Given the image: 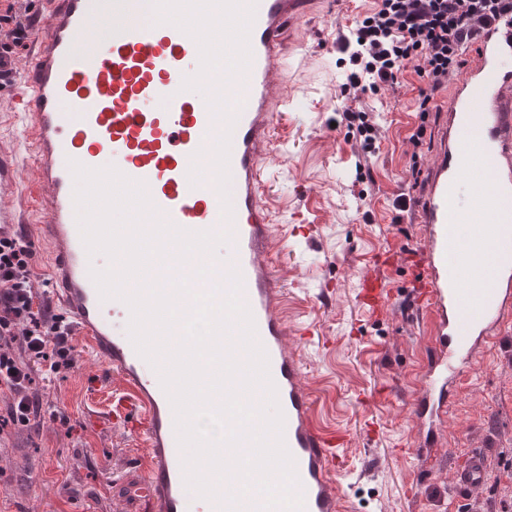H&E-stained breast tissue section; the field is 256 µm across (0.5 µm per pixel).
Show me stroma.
<instances>
[{"label": "stroma", "mask_w": 512, "mask_h": 512, "mask_svg": "<svg viewBox=\"0 0 512 512\" xmlns=\"http://www.w3.org/2000/svg\"><path fill=\"white\" fill-rule=\"evenodd\" d=\"M370 0H321L308 16L311 37L289 30L291 58L282 82L292 100L271 136L262 189L273 244L268 255L285 297L287 341L325 427L348 431L337 482L346 512H512V335L490 341L479 366L462 373L448 418V444L435 464L408 453L414 378L427 353V327L409 268L418 224H399L394 200L414 183L409 138L425 125L421 170H428L443 117L417 112V82L404 73L398 92L366 94L383 128L364 169L360 143L337 121L352 71L336 44ZM309 224L311 237L292 227ZM390 251L393 289L382 316L361 309V274ZM313 328L304 339L299 329ZM73 365L40 381L35 424L0 435V512H142L137 440L100 418L111 367L71 353ZM486 459L484 484L460 491L453 473L473 449Z\"/></svg>", "instance_id": "obj_1"}]
</instances>
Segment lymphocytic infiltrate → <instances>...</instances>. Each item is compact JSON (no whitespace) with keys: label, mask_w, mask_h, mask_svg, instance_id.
Masks as SVG:
<instances>
[{"label":"lymphocytic infiltrate","mask_w":512,"mask_h":512,"mask_svg":"<svg viewBox=\"0 0 512 512\" xmlns=\"http://www.w3.org/2000/svg\"><path fill=\"white\" fill-rule=\"evenodd\" d=\"M512 12V0H373L355 29L341 34L338 47L355 71L343 89L350 104L342 122L370 149L381 128L361 106L363 94L379 85L399 88L398 76H417L418 109L428 112L450 76L463 64V45L498 13ZM35 20L17 0H0V51L23 46ZM32 246L20 238H0V389L10 403L0 416V432L27 425L40 413L32 390L34 372L42 376L70 366L71 347L57 317L49 316L33 287Z\"/></svg>","instance_id":"1"}]
</instances>
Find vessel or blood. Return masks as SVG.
<instances>
[{
	"instance_id": "obj_1",
	"label": "vessel or blood",
	"mask_w": 512,
	"mask_h": 512,
	"mask_svg": "<svg viewBox=\"0 0 512 512\" xmlns=\"http://www.w3.org/2000/svg\"><path fill=\"white\" fill-rule=\"evenodd\" d=\"M100 0H42V33L17 95L22 137L35 177L21 187L17 149L0 146V238L21 234L42 190L51 197L38 227L51 246L48 297L84 351L118 372L104 410L143 445L138 457L149 512H187L184 453L156 369L113 317L130 319L118 299L101 300L88 273L77 224L71 162L104 165L146 184L159 213L192 231H231L226 265L242 277V297L264 348L284 417L283 442L302 494L301 512H343L334 477L346 437L325 430L287 344L283 292L266 259L269 209L261 175L271 131L286 111L279 80L288 66L284 33L309 14L307 0H155L156 18L126 22L137 0H113L112 39L98 48ZM92 44L88 54L77 45ZM435 159L414 206L420 226L418 294L431 320V350L412 399L418 455L435 461L447 436L452 384L487 343L512 324V12L489 21L464 53ZM209 93L196 98L192 84ZM225 135L229 152L216 147ZM386 279L365 272L358 302L378 314L390 304ZM485 460L469 454L454 476L482 486Z\"/></svg>"
}]
</instances>
